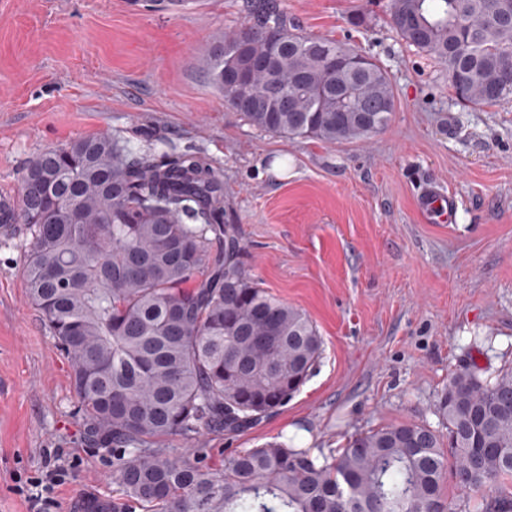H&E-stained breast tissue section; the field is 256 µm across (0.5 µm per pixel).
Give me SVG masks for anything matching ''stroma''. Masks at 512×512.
Wrapping results in <instances>:
<instances>
[{
  "instance_id": "obj_1",
  "label": "stroma",
  "mask_w": 512,
  "mask_h": 512,
  "mask_svg": "<svg viewBox=\"0 0 512 512\" xmlns=\"http://www.w3.org/2000/svg\"><path fill=\"white\" fill-rule=\"evenodd\" d=\"M254 0L161 12L128 0H0V193H19L43 150L109 134L134 149H191L224 180L242 261L313 320L324 352L277 414L201 443L293 442L331 456L357 433L407 422L442 430L449 376L512 367V102L458 101L443 65L402 41L388 0H279L294 32L335 38L390 75L395 108L364 141L287 140L228 109L199 57L249 25ZM366 22L354 26V11ZM455 197L425 221L427 187ZM27 228L0 232V512H31L19 486L49 456L68 475L53 512L120 501L112 451L82 445L68 361L27 298ZM419 210L438 224L451 223L456 209L455 199L432 190L424 192L418 201Z\"/></svg>"
}]
</instances>
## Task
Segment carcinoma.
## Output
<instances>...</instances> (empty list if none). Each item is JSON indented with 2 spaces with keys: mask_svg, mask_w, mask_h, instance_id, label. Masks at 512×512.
Returning <instances> with one entry per match:
<instances>
[{
  "mask_svg": "<svg viewBox=\"0 0 512 512\" xmlns=\"http://www.w3.org/2000/svg\"><path fill=\"white\" fill-rule=\"evenodd\" d=\"M389 22L445 67L456 97L512 100V84L499 81L512 58V0H390ZM316 45L359 63L330 70ZM271 56L273 72L224 84L226 67ZM202 61L225 106L287 139L366 140L394 105L383 67L347 43L292 32L274 0ZM278 94L288 110L270 106ZM19 218L32 237L29 301L68 358L83 441L112 448L124 495L112 512H430L445 502L448 472L466 474L457 486L478 497L474 512H512V368L490 379L454 372L438 407L444 433L402 423L322 459L271 441L225 454L222 469L161 446L259 423L323 352L311 319L245 270L206 156L79 138L28 165Z\"/></svg>",
  "mask_w": 512,
  "mask_h": 512,
  "instance_id": "obj_1",
  "label": "carcinoma"
}]
</instances>
